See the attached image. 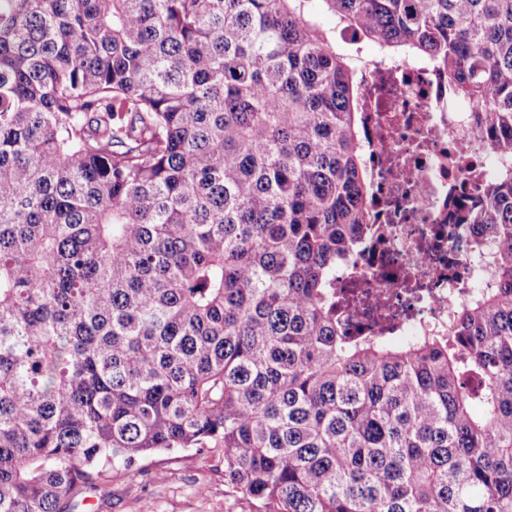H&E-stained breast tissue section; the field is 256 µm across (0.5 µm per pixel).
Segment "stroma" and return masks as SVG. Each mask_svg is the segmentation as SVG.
Masks as SVG:
<instances>
[{
  "mask_svg": "<svg viewBox=\"0 0 512 512\" xmlns=\"http://www.w3.org/2000/svg\"><path fill=\"white\" fill-rule=\"evenodd\" d=\"M107 494L75 512H250L224 477V452L210 446L151 453L129 474L114 463L105 474Z\"/></svg>",
  "mask_w": 512,
  "mask_h": 512,
  "instance_id": "obj_1",
  "label": "stroma"
}]
</instances>
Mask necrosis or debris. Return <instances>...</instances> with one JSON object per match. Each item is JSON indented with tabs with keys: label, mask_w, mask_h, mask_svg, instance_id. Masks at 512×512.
Instances as JSON below:
<instances>
[{
	"label": "necrosis or debris",
	"mask_w": 512,
	"mask_h": 512,
	"mask_svg": "<svg viewBox=\"0 0 512 512\" xmlns=\"http://www.w3.org/2000/svg\"><path fill=\"white\" fill-rule=\"evenodd\" d=\"M362 138L377 231L337 275L351 335L410 339L447 325L457 304L493 279L472 251V225L455 220L499 154L471 134L477 104L450 97L421 62L362 59Z\"/></svg>",
	"instance_id": "necrosis-or-debris-1"
}]
</instances>
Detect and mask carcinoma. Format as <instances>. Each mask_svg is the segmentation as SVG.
I'll return each mask as SVG.
<instances>
[{
  "instance_id": "obj_1",
  "label": "carcinoma",
  "mask_w": 512,
  "mask_h": 512,
  "mask_svg": "<svg viewBox=\"0 0 512 512\" xmlns=\"http://www.w3.org/2000/svg\"><path fill=\"white\" fill-rule=\"evenodd\" d=\"M318 7L506 156L459 216L496 286L408 345L336 311L371 186ZM211 441L254 512H512V0H0V512Z\"/></svg>"
}]
</instances>
